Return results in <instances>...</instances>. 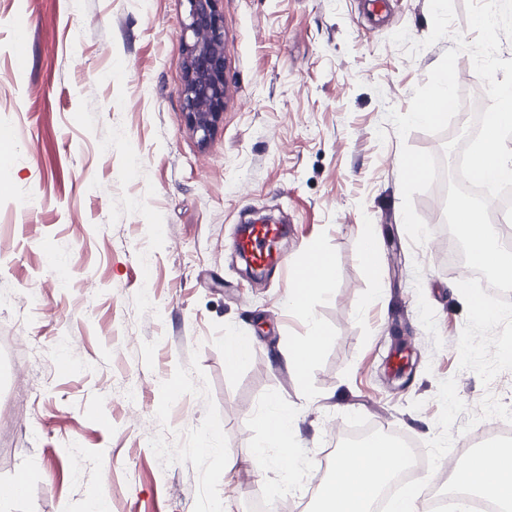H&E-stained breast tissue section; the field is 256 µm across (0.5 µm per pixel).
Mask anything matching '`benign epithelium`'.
<instances>
[{"label": "benign epithelium", "instance_id": "benign-epithelium-1", "mask_svg": "<svg viewBox=\"0 0 512 512\" xmlns=\"http://www.w3.org/2000/svg\"><path fill=\"white\" fill-rule=\"evenodd\" d=\"M183 82L178 89L182 110L199 141L207 142L224 112V25L217 0H185Z\"/></svg>", "mask_w": 512, "mask_h": 512}]
</instances>
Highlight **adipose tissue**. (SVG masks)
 <instances>
[{"instance_id": "1", "label": "adipose tissue", "mask_w": 512, "mask_h": 512, "mask_svg": "<svg viewBox=\"0 0 512 512\" xmlns=\"http://www.w3.org/2000/svg\"><path fill=\"white\" fill-rule=\"evenodd\" d=\"M319 248H309L288 286V303L294 309L309 313L313 295H328L334 288L335 271L326 267L319 280L306 277L313 262L324 257ZM325 336L317 323H310L305 338L296 340L283 350L282 357L297 379H305L313 358L318 354ZM298 414L277 402L266 405L260 414L264 439L257 445L252 464H267L280 478L293 477L301 466V458L291 441L297 430ZM398 467L383 448L349 451L337 457L329 477L321 480L317 490L316 512H370L374 494ZM458 482L478 494L502 503L505 512H512V450L501 453L497 465L485 468L472 463L457 474Z\"/></svg>"}]
</instances>
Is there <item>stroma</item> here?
<instances>
[{
    "label": "stroma",
    "mask_w": 512,
    "mask_h": 512,
    "mask_svg": "<svg viewBox=\"0 0 512 512\" xmlns=\"http://www.w3.org/2000/svg\"><path fill=\"white\" fill-rule=\"evenodd\" d=\"M367 3L218 0L227 95L203 144L178 97L183 0H0V484L28 483L0 512H250L281 488L248 465L272 396L298 409L289 493L311 503L337 427L417 439L425 486L512 412V362L484 342L512 335V301L489 323L453 290L433 191L413 196L429 239L403 225L402 146L453 160L387 112H408L454 41L407 56L391 37L424 41L429 0ZM266 220L287 227V260L257 283L234 240ZM313 246L333 254L335 288L305 316L287 289ZM312 319L328 340L301 384L279 355ZM230 332L256 339L232 372Z\"/></svg>",
    "instance_id": "obj_1"
}]
</instances>
